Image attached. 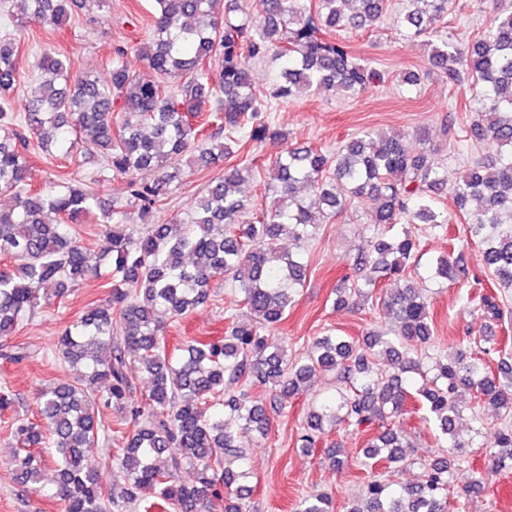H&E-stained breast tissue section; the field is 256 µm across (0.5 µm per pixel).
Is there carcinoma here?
Instances as JSON below:
<instances>
[{
	"mask_svg": "<svg viewBox=\"0 0 512 512\" xmlns=\"http://www.w3.org/2000/svg\"><path fill=\"white\" fill-rule=\"evenodd\" d=\"M13 2L26 21L61 26L72 9L98 8L104 0ZM154 3L152 38L137 48L151 79L128 69L122 49L112 57L106 83L72 73L67 56L44 50L36 60L35 86L18 106L13 92L21 42L0 37V192L14 198L11 208L0 210V337L89 275L106 280L108 288L105 302L67 326L56 345L64 362L83 365L81 374L41 390L33 417L14 423L17 479L40 482L44 459L33 448L48 446L64 512H246L244 474L227 469L225 456L236 450V438L267 431V408L302 394L318 371L337 372L346 392L310 409L299 439L304 451L325 425H345L368 435L363 466L403 464L413 444L386 422L411 401L421 405L441 448L424 460L420 479L399 490L370 473L347 512H446L448 492L470 449L456 429L461 391L472 395L475 423L483 424L486 406L498 413L492 466L512 471V370L495 337L468 338L467 353L433 348L429 304L410 283L420 243L404 230L387 234L406 217L434 230L448 223V210L432 200L446 193L469 238L483 247L489 285L512 288V10L479 0L492 4L493 12L482 34L461 44L444 39L429 54L444 84L471 79L480 85L465 103L473 113L467 141L498 146L495 155L471 160L453 183L434 151L412 150L399 135L363 131L332 155L293 144L275 156L268 168L270 201L246 224L239 222L248 209L239 186L254 176L253 166L224 169L186 216L150 224V213L177 179L168 169L171 155L209 167L224 161L233 144L288 141L284 128L261 116L268 100L251 78V63L271 54L279 60L278 99L319 91L354 97L385 82V73L355 57L337 34L390 22L414 37L435 36L450 0H407L394 16L388 0H257L255 17L240 12L235 0ZM216 59L221 65L214 69ZM204 113L205 122H192ZM83 132L91 137L87 154H96L89 182L62 185L55 174L33 183L29 135L63 158L79 149ZM143 170L152 171L153 179H138ZM111 172L128 178L136 211L94 189ZM352 202L373 209L370 251L353 282L336 289L335 304L371 298L386 279L403 283L383 302L390 332L370 334L360 346L322 336L298 361L282 349L267 350L266 333L286 318L292 292L307 278L304 245ZM89 215L108 229L109 263L76 236V226ZM136 219L145 230L132 228ZM285 237L295 249L281 246ZM434 275L452 282L470 278L453 246L437 257ZM223 279L237 285L251 321L230 314L223 339L190 341L179 354L169 353L167 320L206 303L212 282ZM464 308L488 320L503 316L496 299L480 290L466 296ZM130 357L150 378L140 394L128 376ZM373 357L386 359L389 369L373 373ZM252 379L271 385L270 403L224 388ZM111 407L128 410L133 429L127 434L106 425L104 410ZM116 432L123 447L115 459L127 483L106 488L84 449ZM171 448L178 454L168 457ZM186 466L196 472L191 484L179 480ZM333 510L328 493L306 498L298 508Z\"/></svg>",
	"mask_w": 512,
	"mask_h": 512,
	"instance_id": "carcinoma-1",
	"label": "carcinoma"
}]
</instances>
